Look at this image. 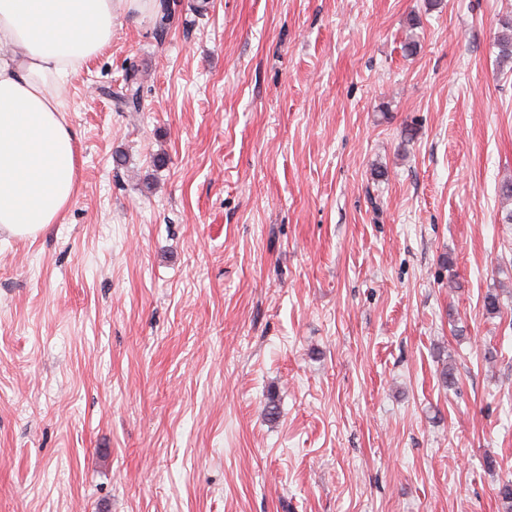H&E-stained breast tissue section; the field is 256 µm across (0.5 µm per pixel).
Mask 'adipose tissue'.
<instances>
[{
  "instance_id": "obj_1",
  "label": "adipose tissue",
  "mask_w": 512,
  "mask_h": 512,
  "mask_svg": "<svg viewBox=\"0 0 512 512\" xmlns=\"http://www.w3.org/2000/svg\"><path fill=\"white\" fill-rule=\"evenodd\" d=\"M152 0H0V231L34 238L76 191V143L60 93L112 40L118 9Z\"/></svg>"
}]
</instances>
